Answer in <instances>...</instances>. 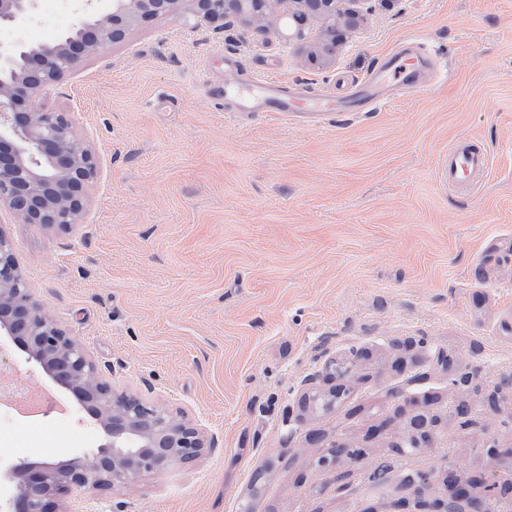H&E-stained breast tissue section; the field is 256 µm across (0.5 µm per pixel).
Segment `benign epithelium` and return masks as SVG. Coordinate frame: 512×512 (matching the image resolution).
I'll return each instance as SVG.
<instances>
[{"label":"benign epithelium","instance_id":"1","mask_svg":"<svg viewBox=\"0 0 512 512\" xmlns=\"http://www.w3.org/2000/svg\"><path fill=\"white\" fill-rule=\"evenodd\" d=\"M358 0H81L76 20L50 44L0 46V203L23 224L67 229L81 220L88 188L97 179V156L64 112L28 110L25 102L58 84L83 57L123 40L136 24L185 6L189 15L217 30L224 16L244 15L259 29L286 19L292 36L309 38L315 21L327 36L336 27L357 24L351 8ZM38 0H0V27L33 17ZM0 335L18 344L24 361L39 367L57 386L70 393L79 410L103 436L96 449L65 465L45 459L0 464V512H91L90 496L120 490L148 473L203 455L214 439L185 412L131 390H120L104 379L87 349L62 330L32 297L22 275L13 242L0 233ZM356 351L331 361L326 370L340 381L323 391L310 387L305 398L323 399L332 410L343 394L341 381L352 372ZM434 421L423 414L408 425L405 447H432ZM360 453L347 445L330 446L320 463L335 464ZM451 492L438 498L432 512H454L471 498L468 485L450 478Z\"/></svg>","mask_w":512,"mask_h":512}]
</instances>
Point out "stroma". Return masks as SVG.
<instances>
[{
  "label": "stroma",
  "instance_id": "obj_1",
  "mask_svg": "<svg viewBox=\"0 0 512 512\" xmlns=\"http://www.w3.org/2000/svg\"><path fill=\"white\" fill-rule=\"evenodd\" d=\"M337 43L293 41L232 13L178 9L84 57L36 100L67 113L99 177L82 224H21L0 206L34 300L121 389L186 412L215 441L198 459L94 496L93 512H414L454 472L512 512V0H362ZM440 47L428 96L392 80L373 112L225 111L211 87L272 76L347 91L408 37ZM234 52L241 67L224 65ZM489 168L446 187L449 147ZM362 351L347 397L302 406L308 380ZM400 398H393V390ZM417 412L432 447L402 444ZM8 459H68L100 436L79 411L0 409ZM334 443L356 459L319 467Z\"/></svg>",
  "mask_w": 512,
  "mask_h": 512
}]
</instances>
